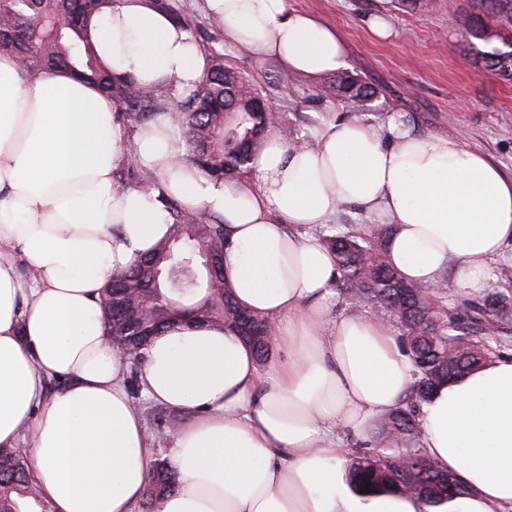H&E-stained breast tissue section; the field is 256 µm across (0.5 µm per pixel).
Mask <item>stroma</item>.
<instances>
[{
  "mask_svg": "<svg viewBox=\"0 0 512 512\" xmlns=\"http://www.w3.org/2000/svg\"><path fill=\"white\" fill-rule=\"evenodd\" d=\"M290 8L316 15L344 36L350 75L369 83L376 96L369 111L356 112L344 99L323 91L324 78H304L279 61L224 47V63L274 101L279 119L297 140L311 138L333 117H357L381 126L401 112L419 132L455 135L512 175V81L475 61L460 31L487 19L484 0H430L425 12H412L396 0H288ZM391 28L381 40L369 29L373 16Z\"/></svg>",
  "mask_w": 512,
  "mask_h": 512,
  "instance_id": "stroma-1",
  "label": "stroma"
}]
</instances>
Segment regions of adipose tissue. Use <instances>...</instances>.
<instances>
[{"label":"adipose tissue","instance_id":"adipose-tissue-1","mask_svg":"<svg viewBox=\"0 0 512 512\" xmlns=\"http://www.w3.org/2000/svg\"><path fill=\"white\" fill-rule=\"evenodd\" d=\"M224 41L317 77L343 69L337 30L288 0H206ZM90 39L113 75L146 90L199 82L208 57L150 0H117ZM96 85L58 69L27 79L0 51V447L27 449L53 512H135L155 450L126 387L100 295L113 272L169 232L167 200L224 221V280L237 305L268 314L279 356L260 369L231 327L175 325L154 336L145 398L195 411L169 452L174 492L154 512H433L411 494L359 496L344 438L369 444L414 376L392 326L335 313L339 273L319 232L347 209L388 224L386 249L408 281L451 273L482 292L512 245V177L449 133L392 114L385 132L326 120L311 142L269 132L252 177L227 182L185 163L166 117L135 131ZM151 189L117 185L121 167ZM24 256L34 274L22 276ZM62 386L47 390L50 378ZM419 443L467 496L447 512H512V357L442 386Z\"/></svg>","mask_w":512,"mask_h":512}]
</instances>
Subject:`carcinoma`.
<instances>
[{
	"label": "carcinoma",
	"mask_w": 512,
	"mask_h": 512,
	"mask_svg": "<svg viewBox=\"0 0 512 512\" xmlns=\"http://www.w3.org/2000/svg\"><path fill=\"white\" fill-rule=\"evenodd\" d=\"M115 0H0V50L13 52L30 79L56 68H70L99 85L124 112L129 128L153 120L163 110L179 128L186 161L210 177L234 180L250 174L249 163L263 134L275 118L249 112L256 90L236 71L224 66V54L198 41L209 67L195 87L163 106L153 94L128 80H118L104 66L87 34V22ZM490 17L506 35L500 45L481 50L486 24L477 20L460 33L475 58L512 80V0H489ZM336 94L369 109L372 87L350 75L336 77ZM144 187L149 181L134 168H124L119 186ZM166 238L152 252L112 277L103 309L109 336L128 352L127 388L137 397L143 348L151 336L184 317L196 323L232 325L256 352L268 360L272 326L261 313L239 308L223 282L224 224L217 218L193 217L172 200ZM388 224H346L325 236L339 271L337 290L343 301L363 311L396 319L398 340L414 368L415 381L394 411L382 419L371 446L353 451L348 479L353 492L413 494L436 512L454 498L468 494L458 476L442 470L419 447L418 412L441 384L482 367L512 337V296L485 290L462 299L448 313L446 277L433 285L413 284L391 266L384 242ZM176 487V473L159 456L150 465L140 501L152 512L154 501ZM51 512L31 481L26 454L0 449V512H28L29 504Z\"/></svg>",
	"instance_id": "obj_1"
}]
</instances>
